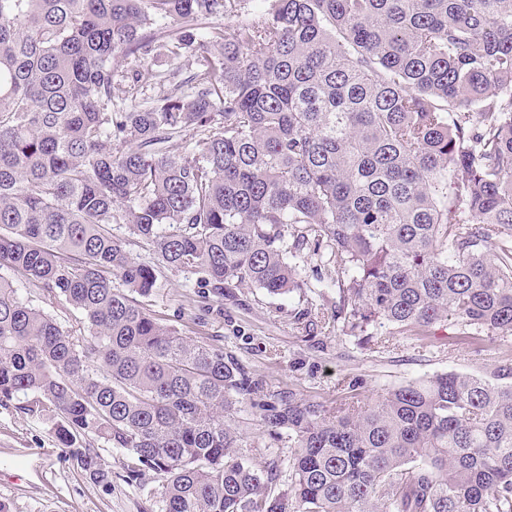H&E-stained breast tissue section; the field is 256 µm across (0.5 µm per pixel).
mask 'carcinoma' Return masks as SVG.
Here are the masks:
<instances>
[{
    "label": "carcinoma",
    "instance_id": "cac0c4a2",
    "mask_svg": "<svg viewBox=\"0 0 512 512\" xmlns=\"http://www.w3.org/2000/svg\"><path fill=\"white\" fill-rule=\"evenodd\" d=\"M303 250L346 336H512V0H0V403L125 450L162 512H512L511 347L330 408L259 394L142 302L163 268L302 289ZM243 408L287 431L288 494ZM16 287L20 288L19 292L24 299L27 297L33 299L34 305L43 309L45 312L52 314L63 325H69V323H72V317L74 318V314H76V312L63 309L55 300H53V298L43 295L41 291L32 290L26 287L25 284L17 283Z\"/></svg>",
    "mask_w": 512,
    "mask_h": 512
}]
</instances>
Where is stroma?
I'll return each mask as SVG.
<instances>
[{"label": "stroma", "mask_w": 512, "mask_h": 512, "mask_svg": "<svg viewBox=\"0 0 512 512\" xmlns=\"http://www.w3.org/2000/svg\"><path fill=\"white\" fill-rule=\"evenodd\" d=\"M338 302L333 288L271 295L243 286L219 296L197 287L194 276L165 269L147 304L162 324L237 360L264 392L291 391L330 407L342 398L343 381L359 379L371 394L437 372L481 375L496 349L489 343L479 353L462 339L447 346L406 335L362 346L334 326ZM58 424L54 414L29 416L0 404V503L8 512H161L158 475L129 478L125 452L94 440L90 446L109 474L107 481L94 480L60 445ZM240 425L252 443L248 457L273 468L272 490L284 493L288 448L251 412L241 413Z\"/></svg>", "instance_id": "35a3bbf8"}]
</instances>
